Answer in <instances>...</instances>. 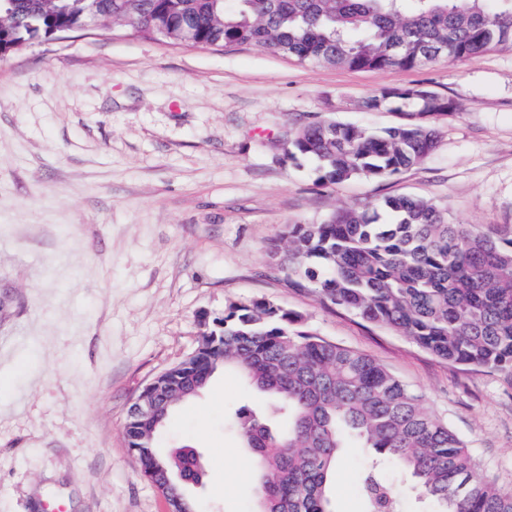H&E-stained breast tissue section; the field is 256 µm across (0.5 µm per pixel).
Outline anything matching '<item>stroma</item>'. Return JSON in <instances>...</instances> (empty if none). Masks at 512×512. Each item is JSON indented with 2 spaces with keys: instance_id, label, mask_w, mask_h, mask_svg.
Wrapping results in <instances>:
<instances>
[{
  "instance_id": "stroma-1",
  "label": "stroma",
  "mask_w": 512,
  "mask_h": 512,
  "mask_svg": "<svg viewBox=\"0 0 512 512\" xmlns=\"http://www.w3.org/2000/svg\"><path fill=\"white\" fill-rule=\"evenodd\" d=\"M417 86L454 104L428 118L436 147L419 164L323 187L315 163L286 158L302 120L408 122L363 103ZM393 195L512 232V48L349 70L101 24L0 56V512H167L127 447L129 409L198 346L202 315L254 299L385 366L512 491V373L440 360L288 286L267 257L288 225ZM244 402L264 399L220 370L157 435L159 448L200 452L206 476L189 490L200 512L256 508L253 459L224 427ZM366 457L338 458L334 512H363Z\"/></svg>"
}]
</instances>
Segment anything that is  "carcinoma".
Wrapping results in <instances>:
<instances>
[{
  "label": "carcinoma",
  "instance_id": "cac0c4a2",
  "mask_svg": "<svg viewBox=\"0 0 512 512\" xmlns=\"http://www.w3.org/2000/svg\"><path fill=\"white\" fill-rule=\"evenodd\" d=\"M126 18L123 29L174 45H252L299 62L351 70L415 69L512 45V0H10L0 10V49L82 29L90 6ZM398 104L449 113L450 100L423 87L385 89L369 111ZM434 130L407 122L371 134L331 120L289 130L288 155L317 164V183L380 179L424 160ZM382 209H339L321 224H290L272 263L297 286L406 337L451 363L512 372V234L448 222L435 204L388 197ZM204 342L202 359L170 367L174 403L159 424L130 414L125 433L141 473L154 460L196 471L190 447L167 453L156 435L174 405L233 368L270 399L271 415L244 404L225 426L255 458L258 512H333L330 476L341 449L388 458L414 479L435 512H512V493L485 476L464 441L369 356L302 326L301 316L264 300L233 303ZM367 512H401L377 466L361 476Z\"/></svg>",
  "mask_w": 512,
  "mask_h": 512
}]
</instances>
